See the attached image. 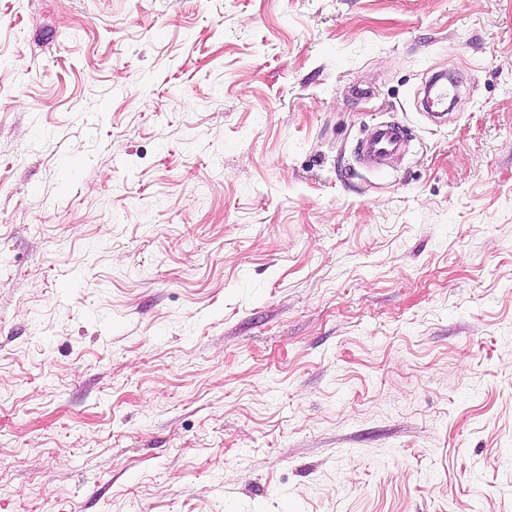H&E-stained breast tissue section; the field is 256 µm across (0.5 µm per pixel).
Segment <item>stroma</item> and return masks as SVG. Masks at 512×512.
Here are the masks:
<instances>
[{"instance_id": "obj_1", "label": "stroma", "mask_w": 512, "mask_h": 512, "mask_svg": "<svg viewBox=\"0 0 512 512\" xmlns=\"http://www.w3.org/2000/svg\"><path fill=\"white\" fill-rule=\"evenodd\" d=\"M0 512H512V0H0ZM405 135L400 126H381L371 138L359 142L358 154H365L379 165L387 157L401 150Z\"/></svg>"}]
</instances>
